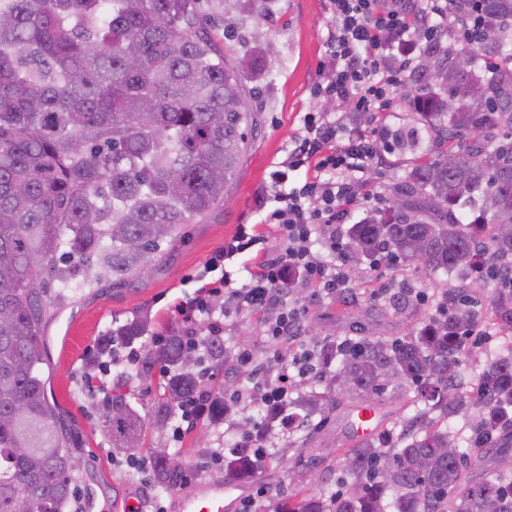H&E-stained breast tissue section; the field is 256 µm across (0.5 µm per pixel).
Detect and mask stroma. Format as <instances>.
I'll return each mask as SVG.
<instances>
[{
    "label": "stroma",
    "mask_w": 512,
    "mask_h": 512,
    "mask_svg": "<svg viewBox=\"0 0 512 512\" xmlns=\"http://www.w3.org/2000/svg\"><path fill=\"white\" fill-rule=\"evenodd\" d=\"M273 8L272 22L264 27L261 38H255L263 64L246 71L243 80L245 89L255 94L258 130L223 204L188 224L185 241L170 247L143 272L122 283L103 280L82 287L75 299L52 310L45 324L47 393L70 428L71 446L78 459L74 478L82 512H155L159 502L166 505V512H175L173 494H158L134 464L136 457L149 456L156 447L186 450L192 466L187 494L224 479L223 467L208 463L214 449L224 445V426L207 417L185 429L181 439L173 438L171 428L151 427L144 448L135 453H114L103 427V395L97 387L86 384L83 371L86 359L96 352L99 338L138 312L149 311L160 330L177 324L176 305L194 297L211 280L212 258L241 225H257L264 238L263 248L278 244L277 226L264 221L277 207L281 191L273 174L287 164L305 113L333 112L337 106L335 100L313 94L315 83L330 62L326 0H274ZM382 124L393 131L421 136L417 154L385 151L373 168L382 196L380 205L386 207L391 203L393 186L405 180L416 158L435 157L437 141L427 131L419 109L404 96L398 97L396 109L383 114ZM377 206L357 201L341 223V231L373 214ZM454 284V279L444 274L429 277L413 265L382 263L350 280L347 305L302 284L292 290L290 298L304 305L308 325L319 326L322 336H348L359 326L368 335L390 340L424 326L435 311L438 295ZM407 285L427 293V303L394 307L391 294ZM266 319L263 312L233 309L226 310L223 318L224 338L248 336V347L259 366L265 364L272 350L264 334ZM353 415L354 406L347 400L304 445L291 447L283 439H274L284 467L254 479H239V501H253L254 512H266L271 499L288 489L289 469L296 461L311 457L323 461L321 487L337 488L344 477L340 452L353 439Z\"/></svg>",
    "instance_id": "35a3bbf8"
}]
</instances>
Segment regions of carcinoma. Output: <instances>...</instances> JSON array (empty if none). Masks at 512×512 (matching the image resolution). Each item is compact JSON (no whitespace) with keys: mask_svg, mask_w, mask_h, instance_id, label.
Instances as JSON below:
<instances>
[{"mask_svg":"<svg viewBox=\"0 0 512 512\" xmlns=\"http://www.w3.org/2000/svg\"><path fill=\"white\" fill-rule=\"evenodd\" d=\"M447 2L463 38L426 47L433 66L410 79L447 149L419 161L392 206L349 236L351 252L375 263L422 256L429 276L465 282L486 268L502 287L485 313L467 305L461 285L442 292L424 327L391 341L315 336L325 391L270 405L259 423L207 385L234 355L202 327L160 334L144 313L112 329L87 361L95 367L113 344L140 342L137 375L157 372L163 389L151 413L158 428L187 397L209 393L213 420L240 413L265 437L277 428L303 438L341 396L378 407L390 388L413 393L401 427L383 424L347 449L341 491L308 488L299 473L298 488L268 512H512V475L487 460L497 449L504 464L512 451V352L485 363L472 389L459 379L469 332H512V285L503 287L512 282V0ZM272 11V0H0V512H76L77 461L43 378L46 316L80 271L123 281L224 202L257 127L244 68L262 56L227 53L219 31L230 33L234 12ZM458 51L470 55L468 68L455 69ZM469 88L482 99L448 107ZM459 152L469 167L452 165ZM464 208L478 216L463 222ZM130 238L139 250H127ZM133 375L117 372L107 399L105 430L124 451L143 447L146 428L123 391ZM467 412L478 439L462 453L448 419ZM219 455L224 475L238 478L266 471L277 452L259 461L233 443ZM151 458L155 488L185 486L181 450L153 448Z\"/></svg>","mask_w":512,"mask_h":512,"instance_id":"1","label":"carcinoma"}]
</instances>
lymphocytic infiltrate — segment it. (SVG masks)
<instances>
[{
  "label": "lymphocytic infiltrate",
  "instance_id": "lymphocytic-infiltrate-1",
  "mask_svg": "<svg viewBox=\"0 0 512 512\" xmlns=\"http://www.w3.org/2000/svg\"><path fill=\"white\" fill-rule=\"evenodd\" d=\"M328 10L331 57L339 67L315 91L350 101L356 112L370 116L373 130L348 136L328 116L306 113L287 168L278 174L284 183L289 172L300 170L303 182L280 194L279 207L266 216L280 230V246L264 253L241 286L224 275L177 307L185 319L206 323L209 331L222 330L213 316L214 300L221 296L251 310L276 309L265 323V334L273 344H288L301 336L303 312L284 305L287 289L300 283L330 295L343 293L348 245L338 225L355 201L353 183L377 156L374 140L387 134L380 115L394 104L390 89L422 47L453 32L441 0H329ZM318 238L324 249L320 257L311 253Z\"/></svg>",
  "mask_w": 512,
  "mask_h": 512
}]
</instances>
